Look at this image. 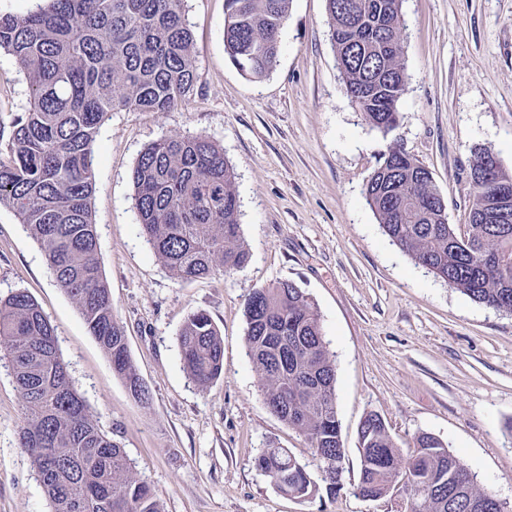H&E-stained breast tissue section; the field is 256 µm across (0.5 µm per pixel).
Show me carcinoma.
Masks as SVG:
<instances>
[{"mask_svg": "<svg viewBox=\"0 0 512 512\" xmlns=\"http://www.w3.org/2000/svg\"><path fill=\"white\" fill-rule=\"evenodd\" d=\"M25 16L0 15V51L26 77L28 108L11 122L0 158V206L12 209L41 244L90 334L140 402L149 392L130 357L124 326L98 260L91 198L93 143L114 111L172 112L196 82L193 38L182 0H44ZM291 0H226L224 50L259 79L277 63ZM403 0H326L331 42L346 94L372 127L399 124L406 91ZM403 147L384 155L365 186L384 232L436 277L471 300L512 313V224L491 187L474 188L466 231L448 223L439 193ZM130 179L142 233L180 281L244 267L234 175L208 137H164L139 155ZM247 354L269 411L301 433L327 492L346 451L336 410V365L319 315L290 280L256 289L245 307ZM0 343L23 401L18 445L28 455L52 512H163L126 452L74 389L55 331L24 291L0 300ZM184 368L201 388L224 373V341L210 317L192 311L177 336ZM356 493L374 499L403 491L409 512H489L481 489L436 436L403 453L383 417L358 428ZM258 467L275 488L305 499L319 491L307 466L285 448H266ZM464 498L452 502L454 487Z\"/></svg>", "mask_w": 512, "mask_h": 512, "instance_id": "1", "label": "carcinoma"}]
</instances>
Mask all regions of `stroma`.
<instances>
[{
  "label": "stroma",
  "instance_id": "1",
  "mask_svg": "<svg viewBox=\"0 0 512 512\" xmlns=\"http://www.w3.org/2000/svg\"><path fill=\"white\" fill-rule=\"evenodd\" d=\"M196 84L175 111H115L94 143L91 211L98 257L150 400L133 399L56 283L40 244L0 207V297L27 292L55 329L74 387L125 449L164 512H398L354 492L358 426L371 412L403 451L432 434L512 512V313L473 302L385 235L365 186L390 146L426 167L449 223L469 221L474 150L489 146L512 174V0H403L407 90L396 129L372 127L345 92L326 0H292L274 69L251 79L224 52L225 0H183ZM27 82L0 52V134L28 105ZM202 134L234 174L242 269L176 280L141 232L129 179L141 151ZM296 282L313 300L336 363L346 448L341 488L297 499L256 460L285 448L314 465L305 438L267 409L247 354L245 306L255 289ZM206 312L224 339V373L199 388L177 335ZM21 397L0 360V512H51L16 444Z\"/></svg>",
  "mask_w": 512,
  "mask_h": 512
}]
</instances>
